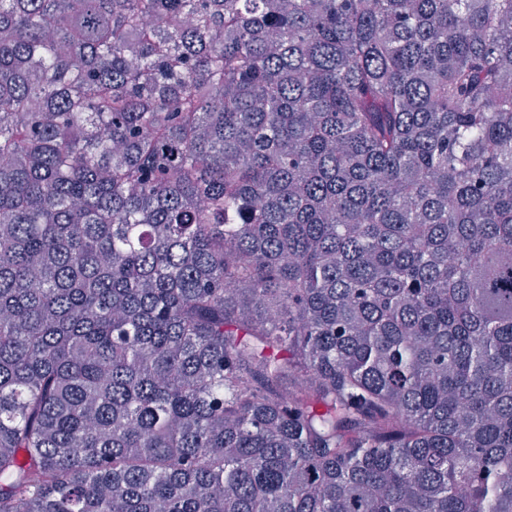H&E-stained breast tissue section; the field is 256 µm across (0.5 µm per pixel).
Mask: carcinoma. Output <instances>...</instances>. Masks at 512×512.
Listing matches in <instances>:
<instances>
[{
  "label": "carcinoma",
  "mask_w": 512,
  "mask_h": 512,
  "mask_svg": "<svg viewBox=\"0 0 512 512\" xmlns=\"http://www.w3.org/2000/svg\"><path fill=\"white\" fill-rule=\"evenodd\" d=\"M0 512H512V0H0Z\"/></svg>",
  "instance_id": "1"
}]
</instances>
